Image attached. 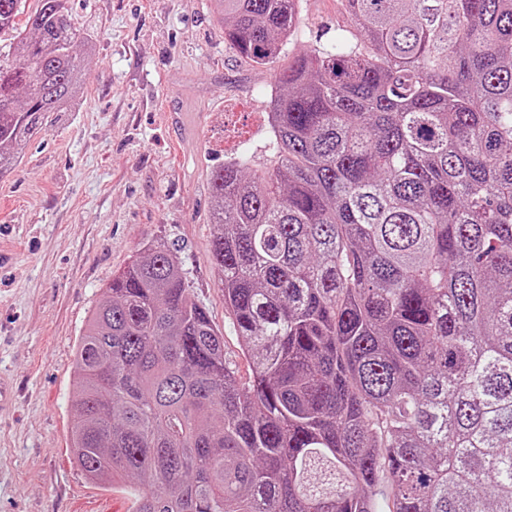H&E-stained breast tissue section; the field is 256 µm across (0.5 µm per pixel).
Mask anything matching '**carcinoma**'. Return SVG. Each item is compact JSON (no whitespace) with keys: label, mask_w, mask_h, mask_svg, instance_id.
<instances>
[{"label":"carcinoma","mask_w":512,"mask_h":512,"mask_svg":"<svg viewBox=\"0 0 512 512\" xmlns=\"http://www.w3.org/2000/svg\"><path fill=\"white\" fill-rule=\"evenodd\" d=\"M0 0V176L83 85L65 0ZM297 56L272 165L215 168L212 259L252 377L176 253L112 278L74 351V460L135 512H512V0H345ZM276 63L298 0H217Z\"/></svg>","instance_id":"cac0c4a2"}]
</instances>
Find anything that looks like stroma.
I'll return each instance as SVG.
<instances>
[{"mask_svg": "<svg viewBox=\"0 0 512 512\" xmlns=\"http://www.w3.org/2000/svg\"><path fill=\"white\" fill-rule=\"evenodd\" d=\"M91 36L86 88L0 178V512H133L91 483L70 441L74 345L102 288L150 245L174 248L192 298L248 375L211 259L209 174L247 154L265 166L275 66L224 40L214 0H67ZM294 58L354 22L345 0H300Z\"/></svg>", "mask_w": 512, "mask_h": 512, "instance_id": "stroma-1", "label": "stroma"}]
</instances>
